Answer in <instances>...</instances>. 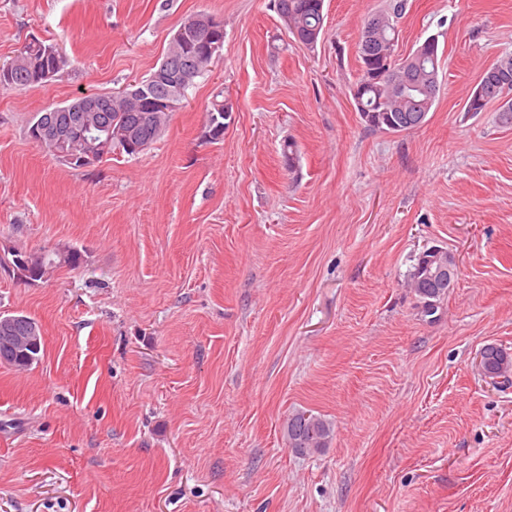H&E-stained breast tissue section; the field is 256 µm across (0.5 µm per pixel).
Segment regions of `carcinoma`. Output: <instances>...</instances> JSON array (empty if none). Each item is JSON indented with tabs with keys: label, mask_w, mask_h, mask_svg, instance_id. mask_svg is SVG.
<instances>
[{
	"label": "carcinoma",
	"mask_w": 512,
	"mask_h": 512,
	"mask_svg": "<svg viewBox=\"0 0 512 512\" xmlns=\"http://www.w3.org/2000/svg\"><path fill=\"white\" fill-rule=\"evenodd\" d=\"M324 5L321 0H276V10L284 18L287 32L295 40L305 46H314L323 29ZM408 8V0H385L379 14L391 20V24L373 32L374 44L380 50L392 52L398 39V23L404 17ZM166 54L173 60L181 61L200 54V47L191 38L184 40L171 39ZM361 60V74L352 88V95L356 101L358 112L365 125L373 130L387 129V120L398 119L408 112L419 111L426 104L434 103L438 90L432 92H419L402 84L400 80L401 69L397 68L383 79L374 82L367 76L366 59L363 53H358ZM418 70L422 77L431 74L439 75V37L431 35L424 40L423 52L416 57ZM66 56L61 47L33 39L26 43L13 59L0 65V85L14 88H27L36 84L45 83L64 69ZM189 85L177 83L174 85H160L153 87V96L163 100L168 95L177 99L185 96ZM130 88L112 93V111L103 114L99 112L83 113L82 121H77L74 112H48L37 113L45 116V120L68 129L66 145L56 141L45 140L38 147L47 155L62 159V152L73 149L86 158V161L74 164V167H89L100 162L104 156L118 148L127 151L124 141L112 139L107 149L102 152L90 151L82 142L83 128L94 126L98 121L118 126L126 131L132 130L140 113L128 111ZM207 122L212 138L218 139L224 134V104L217 101L213 109L207 113ZM416 273L410 274L411 287L423 300L425 313H436L438 304L448 293V285L444 284L434 288H418L415 281ZM484 374L493 379L503 378L512 385V353L506 349L488 345L485 347ZM289 447L297 454L309 455L326 447L330 436L329 424L318 416L306 412H296L288 416L285 424Z\"/></svg>",
	"instance_id": "carcinoma-1"
}]
</instances>
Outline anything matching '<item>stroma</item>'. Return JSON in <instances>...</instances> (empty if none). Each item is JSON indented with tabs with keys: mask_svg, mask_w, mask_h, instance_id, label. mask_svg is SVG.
Instances as JSON below:
<instances>
[{
	"mask_svg": "<svg viewBox=\"0 0 512 512\" xmlns=\"http://www.w3.org/2000/svg\"><path fill=\"white\" fill-rule=\"evenodd\" d=\"M273 4L0 0V63L34 38L67 56L0 86V311L45 336L0 364V512H512V387L475 365L512 352V124L466 110L512 0H409L395 55L439 35L441 87L399 134L352 97L380 0H325L311 48ZM196 13L224 43L149 148L74 168L29 139L147 76ZM68 246L79 267L13 265ZM431 247L458 277L427 316L407 283ZM295 411L331 425L320 453L289 448Z\"/></svg>",
	"mask_w": 512,
	"mask_h": 512,
	"instance_id": "obj_1",
	"label": "stroma"
}]
</instances>
